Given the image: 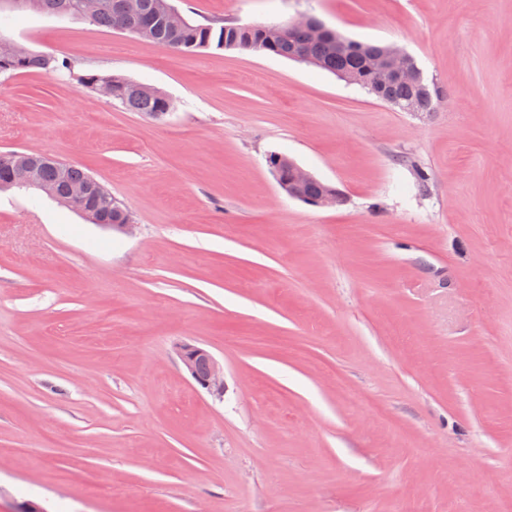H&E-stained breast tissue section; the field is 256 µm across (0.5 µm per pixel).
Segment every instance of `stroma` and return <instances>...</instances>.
<instances>
[{
  "label": "stroma",
  "mask_w": 512,
  "mask_h": 512,
  "mask_svg": "<svg viewBox=\"0 0 512 512\" xmlns=\"http://www.w3.org/2000/svg\"><path fill=\"white\" fill-rule=\"evenodd\" d=\"M395 44L403 112L312 66L23 10L0 153L76 165L134 235L0 192V512H501L512 498V0H173ZM164 92L162 119L82 83ZM279 152L342 204L288 198ZM224 366L198 386L180 342ZM25 49L20 48L17 44L0 41V64L4 68L12 66L13 62L21 58ZM0 65V73L5 72H19V71H30L39 70L46 74H55L62 69H68L67 63L62 60L61 62L53 55L46 54H34L26 53L21 61L15 66L11 67V70L4 71ZM176 349L183 369L201 388L212 395L224 394V366L211 352L191 342H181ZM201 363L206 365L203 374L198 371Z\"/></svg>",
  "instance_id": "obj_1"
}]
</instances>
